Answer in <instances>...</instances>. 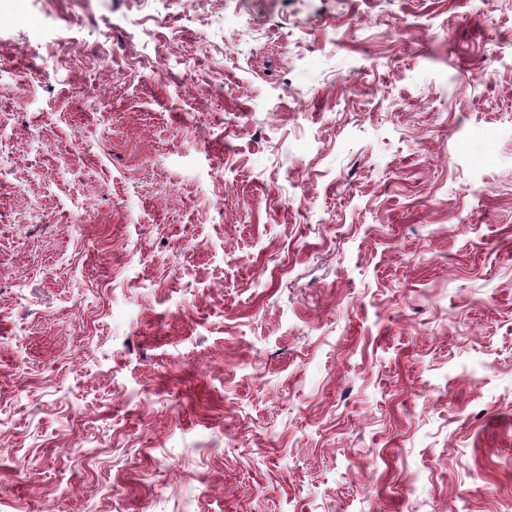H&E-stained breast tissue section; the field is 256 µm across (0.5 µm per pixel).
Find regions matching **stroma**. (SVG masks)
Listing matches in <instances>:
<instances>
[{
    "label": "stroma",
    "mask_w": 512,
    "mask_h": 512,
    "mask_svg": "<svg viewBox=\"0 0 512 512\" xmlns=\"http://www.w3.org/2000/svg\"><path fill=\"white\" fill-rule=\"evenodd\" d=\"M460 506L512 512V0H0V512Z\"/></svg>",
    "instance_id": "1"
}]
</instances>
